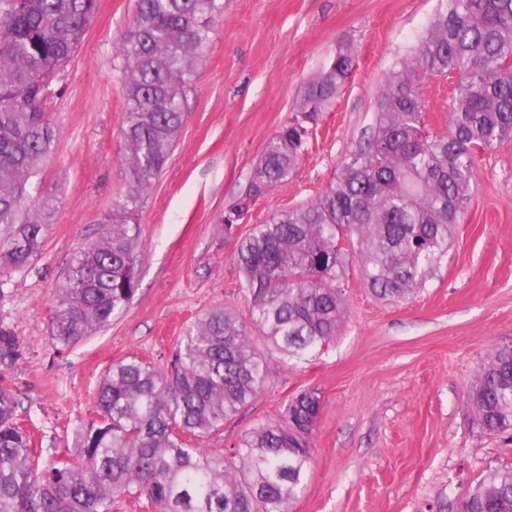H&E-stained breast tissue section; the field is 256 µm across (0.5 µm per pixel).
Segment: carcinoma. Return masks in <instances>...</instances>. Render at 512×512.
Segmentation results:
<instances>
[{
	"instance_id": "carcinoma-1",
	"label": "carcinoma",
	"mask_w": 512,
	"mask_h": 512,
	"mask_svg": "<svg viewBox=\"0 0 512 512\" xmlns=\"http://www.w3.org/2000/svg\"><path fill=\"white\" fill-rule=\"evenodd\" d=\"M98 0H0V289L29 271L57 209L33 194L55 150L51 85L81 46ZM224 15V0H136L115 43L124 83L125 183L97 235L69 261L49 332L68 348L112 324L136 293V212L187 120V91ZM340 44L265 144L247 196L293 177L310 134L348 80ZM457 77L448 129L426 130L423 87ZM512 142V0H440L411 54L384 81L367 145L347 155L310 204L274 214L237 241L232 258L249 318L215 308L187 326L160 368L138 356L112 364L98 420L77 429V460H41L19 399L0 384V512H112L135 499L155 512H288L304 489L320 414L313 390L292 397L282 423L215 456L204 439L262 392L269 364L259 334L298 357L336 337L345 303L335 282L352 245L363 284L405 302L441 261L476 188L475 158ZM23 357L0 323V369ZM476 424L512 434V348L495 346L469 389ZM458 512H512V468L487 474Z\"/></svg>"
}]
</instances>
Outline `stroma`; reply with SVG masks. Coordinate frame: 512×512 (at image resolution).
I'll use <instances>...</instances> for the list:
<instances>
[{
	"label": "stroma",
	"instance_id": "obj_1",
	"mask_svg": "<svg viewBox=\"0 0 512 512\" xmlns=\"http://www.w3.org/2000/svg\"><path fill=\"white\" fill-rule=\"evenodd\" d=\"M439 0H226L218 32L187 93L188 118L137 213L138 290L111 325L60 350L49 335L53 293L93 238L124 183L123 80L112 43L135 0H99L73 61L53 81L56 149L38 175L58 208L33 268L0 288V323L23 357L4 379L42 439V459L68 457L79 426L97 420L96 386L130 355L166 366L187 325L248 290L237 238L274 213L306 204L371 133L385 77L428 28ZM351 44L350 78L320 117L294 177L252 201L232 231L224 212L245 194L265 143L288 122L305 84ZM477 187L447 256L415 297L390 303L350 261L337 282L346 315L333 342L286 357L263 336L270 365L261 395L205 439L230 452L284 404L316 390L321 412L305 488L288 512H428L489 471L512 467V439L482 433L468 389L488 353L512 338V143L478 155Z\"/></svg>",
	"mask_w": 512,
	"mask_h": 512
}]
</instances>
